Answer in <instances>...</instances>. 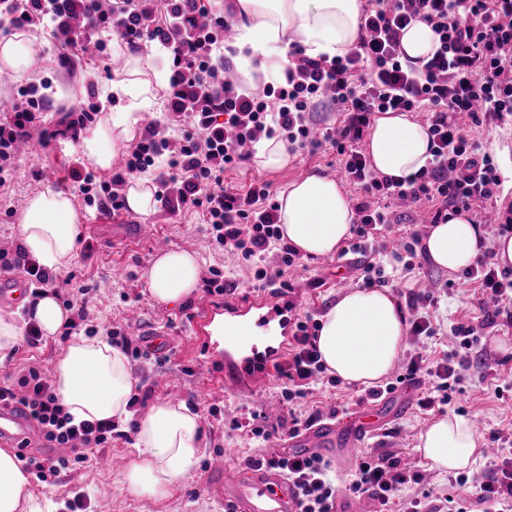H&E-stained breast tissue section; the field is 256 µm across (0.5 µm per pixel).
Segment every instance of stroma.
I'll list each match as a JSON object with an SVG mask.
<instances>
[{"instance_id": "1", "label": "stroma", "mask_w": 512, "mask_h": 512, "mask_svg": "<svg viewBox=\"0 0 512 512\" xmlns=\"http://www.w3.org/2000/svg\"><path fill=\"white\" fill-rule=\"evenodd\" d=\"M31 33L41 52V66L34 72L33 84L62 91L61 97L47 99L48 127H55L61 112L68 109L88 110L101 104L109 112L124 111L123 100L104 97L112 79L106 69L113 57L112 49L88 57L82 54L79 45H61L53 39L50 29L35 27ZM480 137L493 154L503 179L497 206L501 213H508L512 210V123L504 121L484 126ZM81 165L78 155L69 152L66 143L57 137L50 139L47 145L39 144L32 151L22 153L16 162V172L0 185V245L7 251H15L20 242L16 214L24 208L28 198L48 186L72 196L84 212L86 223L96 225L97 232L92 238L81 236L74 260L60 271L59 276L66 280L67 286L60 289L59 302L64 306L71 302L84 306L87 319L77 329L78 334L84 336L103 334L119 327L133 334L140 344L153 333L169 337L171 347L166 353L152 355L148 360L131 361L130 366L138 381L150 388L151 403L183 401L196 410L204 429L206 448L195 472L176 482L169 496L161 501L148 495L131 494L123 488L124 464L133 459L136 440L135 429L127 425L113 431L111 440L93 449L84 462L60 470L49 482L32 481L31 487L36 493L63 504L81 493L90 507L103 504L108 512H224L216 495L198 483V470L206 468L227 450L232 453V467H243L248 460L280 452L281 441L276 438L265 442L255 438L249 428H231L229 415L234 407L224 395L223 384L197 372L190 318L209 302L252 290L253 271L214 247L202 210L184 209L173 213L162 205L149 216L132 214L124 219L85 203L68 179L69 171ZM312 173L340 178L336 152L308 148L297 152L287 168L277 171L261 169L249 158L237 168L225 171L224 185L243 193L251 184L267 182L272 192L277 193ZM124 220L131 224L154 225L167 239L170 249L196 253L201 263L202 285L176 304L152 300L145 280L155 257L151 240L146 237L113 244L112 227ZM337 266L338 259L334 256L309 258L301 268L288 271L287 276L294 286L288 295V307L298 314L309 312L322 316L341 295L336 286ZM214 268L224 272V291L220 294L208 293L204 286ZM390 275V290L401 303L413 290L436 287L446 291L430 310L434 324L442 330L441 335L421 339L414 345L426 363L435 362L447 352L449 342L444 331L451 324L461 322L481 327L484 356L490 359L501 378L512 377V326L482 327L481 288L465 281L460 273L441 270L426 261L419 270L409 273L394 267ZM65 344V338L60 335L41 339L34 346L19 344L0 361V386L14 381L21 370L32 366L52 370ZM366 393L365 387L324 379L301 400L299 410L302 415L319 418L333 412L341 414L356 408ZM444 415L481 420L484 431L479 444L485 447L491 445L494 430L512 426V397L498 396L494 380L469 373L452 403L432 409L414 407L406 417L392 423L389 433L376 438L368 451L407 464L422 430L433 419ZM104 452L117 457V465L101 467L98 458Z\"/></svg>"}]
</instances>
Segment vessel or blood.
<instances>
[{"label": "vessel or blood", "instance_id": "1", "mask_svg": "<svg viewBox=\"0 0 512 512\" xmlns=\"http://www.w3.org/2000/svg\"><path fill=\"white\" fill-rule=\"evenodd\" d=\"M123 231L128 240L153 238L156 251L168 247L167 240L156 235L150 225L127 224ZM230 307L234 319L224 325V390L236 397H252L269 382L283 362L292 327L288 324L281 327L269 345L258 351L251 348L248 329L240 325L239 320L248 316L255 326H269L278 317L272 295L237 298L231 301ZM384 402L390 406L393 419L403 418L414 404L412 386L388 392ZM377 414L378 409L373 406L351 410L340 417L330 416L289 435L284 445L296 456L316 454L338 460L352 459L369 440L385 432L386 427L378 421ZM37 436L33 421L20 404L0 406L1 447L14 449L23 456ZM199 480L223 502L226 512H298L291 484L280 470L271 466L251 467L248 475L243 476L224 458L201 471Z\"/></svg>", "mask_w": 512, "mask_h": 512}]
</instances>
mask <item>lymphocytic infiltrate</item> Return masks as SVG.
I'll use <instances>...</instances> for the list:
<instances>
[{"label":"lymphocytic infiltrate","instance_id":"1","mask_svg":"<svg viewBox=\"0 0 512 512\" xmlns=\"http://www.w3.org/2000/svg\"><path fill=\"white\" fill-rule=\"evenodd\" d=\"M80 16L84 28H106L119 34L132 48L149 38L172 59L169 78V114L181 134L171 138L155 123L128 150L122 172L112 177L97 199L103 211H120L127 176L147 171L165 161L159 174V196L169 210L199 208L208 216V233L216 248L251 265L262 287L289 292L286 269L297 264L296 251L283 244L279 206L272 202L269 183L239 193L223 186V174L246 155L245 145L261 138L281 136L294 149L327 144L334 148L347 181L360 189L356 204L354 239L348 250L360 255L355 281L362 287L385 285L377 257L387 255L385 231L390 219L385 201L430 204L432 223L447 222L460 211L473 212L477 223L487 221V209L500 194L501 181L492 154L484 150L478 134L490 121L512 116V0H366L359 37L344 55L334 58L306 56L291 47V63L283 76L267 82L256 93L240 81H228L219 57L229 24L223 15L199 5L198 0H0V25L17 29L50 25L54 37L73 44L83 38L71 25ZM431 25L439 48L422 66H414L401 52L403 30L414 21ZM328 102L342 110L339 126L318 125L314 112ZM46 98L38 86L23 90L11 112L0 118V175L12 172L16 145L31 132L43 130ZM429 111L426 130L430 157L414 175L394 178L378 175L364 148L369 128L382 112ZM321 140H314V127ZM278 250V267L264 263L270 248ZM465 278L479 284L488 299L486 321L505 317L512 322V277L502 275L489 257L466 269ZM320 324L312 314L294 322L288 361L280 372L288 380L283 404H293L317 384L325 371L316 347ZM455 345L432 365L411 355L405 378L428 376L433 387L421 398L423 408L448 404L452 393L470 370L486 374L489 362L478 349L475 327L457 325ZM20 402L52 448L70 449V457L29 458L38 481H47L70 462L86 460L88 453L112 437V423L73 424L59 404L52 378L29 368L13 383L0 386V403ZM502 445L489 469L471 479L450 480L449 492L429 488L407 501L401 512H512V435L494 431ZM267 464L283 469L298 489V512H332L340 489L320 457L295 459L273 454ZM395 461L362 456L348 487L351 494L378 501L379 512L392 507L402 485L419 483Z\"/></svg>","mask_w":512,"mask_h":512}]
</instances>
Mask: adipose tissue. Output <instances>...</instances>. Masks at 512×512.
<instances>
[{"mask_svg": "<svg viewBox=\"0 0 512 512\" xmlns=\"http://www.w3.org/2000/svg\"><path fill=\"white\" fill-rule=\"evenodd\" d=\"M239 18L236 46L240 73L248 85L257 74L287 66L288 48L298 45L311 57L344 55L357 41L362 0H235ZM34 46L27 32L0 34V68L23 77ZM125 65L115 72L109 91L126 100L125 111L110 113L106 122L87 128L71 149L84 162L107 170L117 149L132 142L139 130V112L154 104L158 93L154 69L142 55L114 44ZM426 130L406 112L375 117L367 150L382 176L405 177L429 157ZM282 239L303 257H329L349 236L352 203L333 178L311 174L294 181L278 195ZM83 216L73 199L52 187L29 198L19 215L24 249L50 271L67 268L76 256ZM482 225L468 214L431 225L424 242L429 261L456 271L474 263L483 243ZM201 268L194 253L170 250L159 254L146 272L151 299L174 303L197 288ZM24 313L0 314V361L18 346L25 327L36 324L44 336H56L69 321L55 293L27 297ZM405 340V319L389 289H352L340 296L320 319L317 348L330 374L351 385L370 386L387 377L398 363ZM56 394L73 423L132 416L137 385L126 354L103 336H77L58 355L53 367ZM479 437L471 423L445 415L428 424L417 450L431 467L460 471L475 459ZM199 415L186 403L161 401L139 421L136 457L124 472L129 492L166 496L189 473L204 448ZM59 506L31 490L29 476L10 451L0 449V512H58Z\"/></svg>", "mask_w": 512, "mask_h": 512, "instance_id": "obj_1", "label": "adipose tissue"}]
</instances>
